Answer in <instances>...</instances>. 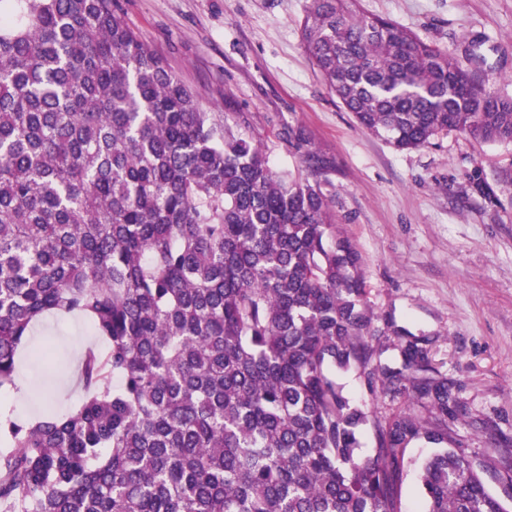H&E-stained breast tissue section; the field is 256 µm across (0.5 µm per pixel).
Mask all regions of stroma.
<instances>
[{
	"label": "stroma",
	"instance_id": "35a3bbf8",
	"mask_svg": "<svg viewBox=\"0 0 512 512\" xmlns=\"http://www.w3.org/2000/svg\"><path fill=\"white\" fill-rule=\"evenodd\" d=\"M307 0H117L128 26L194 94L200 108L262 144L270 167L293 170L288 132L303 129L325 160L332 210L356 244L367 300L379 319L371 344H393L381 319L425 337L435 370L458 386L452 446L512 500V143L479 145L451 132L397 150L369 135L323 83L302 42ZM445 49L475 47L477 75L512 95V0H359ZM80 316L34 323L18 386L0 388V416L62 415L80 402L77 369L99 345ZM344 394L383 418L402 401L336 371ZM433 445L405 455L402 512H420L419 473Z\"/></svg>",
	"mask_w": 512,
	"mask_h": 512
}]
</instances>
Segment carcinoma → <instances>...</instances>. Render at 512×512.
<instances>
[{
    "label": "carcinoma",
    "instance_id": "1",
    "mask_svg": "<svg viewBox=\"0 0 512 512\" xmlns=\"http://www.w3.org/2000/svg\"><path fill=\"white\" fill-rule=\"evenodd\" d=\"M304 47L358 126L397 150L512 143V97L357 0H309ZM295 172L202 111L115 0H0V388L43 315H80L65 415L0 419V512H401L409 445L460 403L424 337L375 313L300 130ZM383 318L392 354L370 343ZM420 410L384 419L330 370ZM373 430L374 454L361 453ZM422 512H509L451 448Z\"/></svg>",
    "mask_w": 512,
    "mask_h": 512
}]
</instances>
